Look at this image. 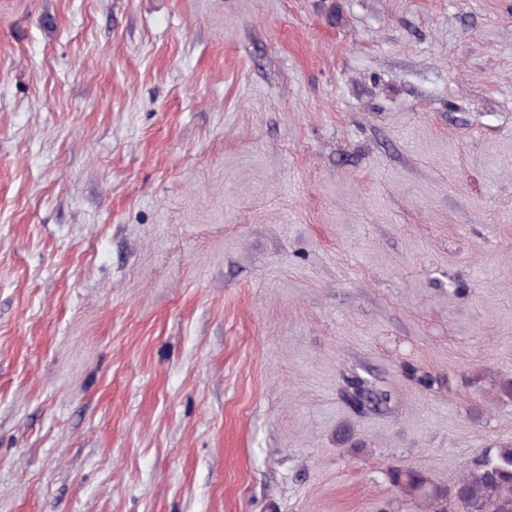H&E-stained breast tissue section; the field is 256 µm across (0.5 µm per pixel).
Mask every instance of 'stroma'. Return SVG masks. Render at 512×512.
I'll list each match as a JSON object with an SVG mask.
<instances>
[{"label":"stroma","mask_w":512,"mask_h":512,"mask_svg":"<svg viewBox=\"0 0 512 512\" xmlns=\"http://www.w3.org/2000/svg\"><path fill=\"white\" fill-rule=\"evenodd\" d=\"M506 376L512 0H0V512H425ZM371 391L367 382L360 377L349 379L343 391L346 404L358 413L368 409Z\"/></svg>","instance_id":"obj_1"}]
</instances>
